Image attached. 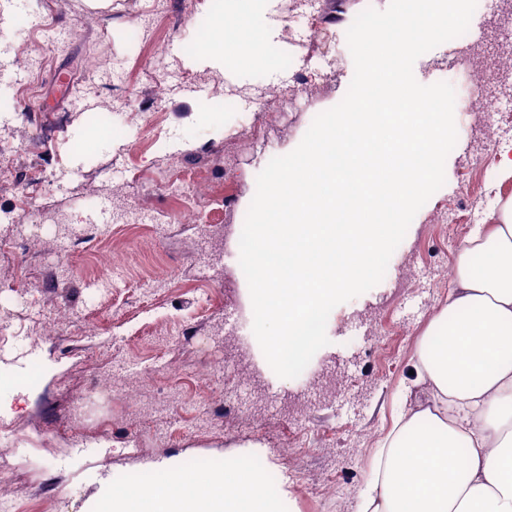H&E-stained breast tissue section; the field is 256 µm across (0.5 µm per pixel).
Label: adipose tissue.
Segmentation results:
<instances>
[{"mask_svg":"<svg viewBox=\"0 0 512 512\" xmlns=\"http://www.w3.org/2000/svg\"><path fill=\"white\" fill-rule=\"evenodd\" d=\"M257 0L218 17L205 52L242 68H275ZM413 384L430 399L403 400L374 455L359 512H512V197L465 237L448 297L417 343ZM284 512L263 470L189 473L169 464L114 488L92 512Z\"/></svg>","mask_w":512,"mask_h":512,"instance_id":"obj_1","label":"adipose tissue"}]
</instances>
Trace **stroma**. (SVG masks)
<instances>
[{
  "instance_id": "35a3bbf8",
  "label": "stroma",
  "mask_w": 512,
  "mask_h": 512,
  "mask_svg": "<svg viewBox=\"0 0 512 512\" xmlns=\"http://www.w3.org/2000/svg\"><path fill=\"white\" fill-rule=\"evenodd\" d=\"M389 0H313L311 17L321 21V41L302 38L306 20L295 0H272L266 16V46L276 69L240 70L202 53L198 20L213 21L230 0L195 17L191 0H165L148 38L135 34L153 0H111L90 8L86 0H0V61L16 44L40 60L36 71L0 72V121L23 136L0 164L41 170L42 187L29 204H19L16 186H0V238L32 223L37 213L66 215L75 228L64 238H31L23 250L0 252V286L11 301L0 318L32 329L43 310L57 312L53 335L26 337L0 352V367L18 380L0 383V455L18 474L14 497L21 512H35L37 486L50 489L62 512H87L113 485L137 483L143 472L167 462L196 461L221 470L225 455L248 449L246 461L274 474L276 489L288 492L291 512H358L369 478L371 451L387 432L403 385L410 382V357L435 307L448 296L442 264H455L473 227L475 213L490 212L499 197L512 196V183L493 189L501 158L495 143L512 136V82L485 73L474 78L452 70L459 51L447 41L421 55L414 76L424 85L450 83L456 93L458 139L445 162V183L415 215L392 254L383 280L330 313L329 338L305 370L283 379L265 372V400L254 424L281 415L290 393L305 392V413L285 423L277 436L256 440L249 426L225 422L207 405L204 387L175 382L158 400L146 370L165 362L198 371L214 358L186 335L188 325L228 328L229 319L253 332L252 306L226 303L246 291L239 249L203 257L196 224L171 222L183 207L179 195L154 182L163 170L193 174L202 191L216 188L248 208L256 177L276 156L294 150L313 119L337 105L354 75L346 32L364 9H386ZM503 0H480L469 27L470 43L494 53L507 41L492 26ZM82 29L80 39L61 48L44 39V28ZM166 46L164 54L155 44ZM110 45V70L91 82L88 61ZM310 70L313 91L267 111L260 130L243 135L238 119L257 109L270 87L288 83L293 71ZM70 76L64 93L56 74ZM496 96L501 111L472 119L463 107ZM474 192L465 206L455 203L461 181ZM122 254L109 275L98 265L101 252ZM38 297L34 310L28 297ZM87 319L93 334H72ZM407 334H400V327ZM112 356V369L138 386L142 400L128 408L119 393L84 406L80 420L96 424L111 416L112 432L87 440L54 432L72 396L81 394L98 356ZM252 423V424H253ZM313 439L304 461L313 481L333 474L356 487L342 505L324 503L299 481L280 450L301 436Z\"/></svg>"
}]
</instances>
